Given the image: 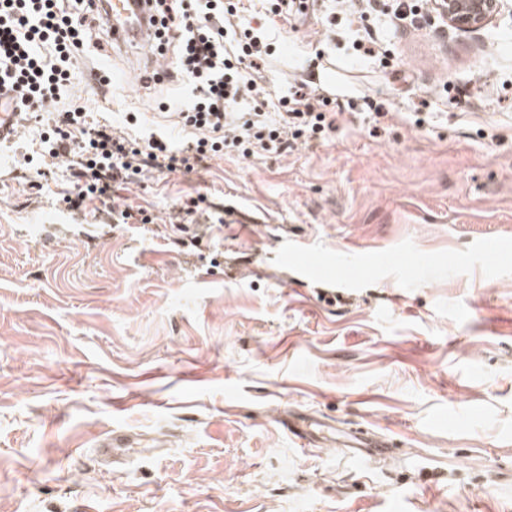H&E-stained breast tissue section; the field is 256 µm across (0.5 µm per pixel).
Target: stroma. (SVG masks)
<instances>
[{"label":"stroma","mask_w":512,"mask_h":512,"mask_svg":"<svg viewBox=\"0 0 512 512\" xmlns=\"http://www.w3.org/2000/svg\"><path fill=\"white\" fill-rule=\"evenodd\" d=\"M345 9L277 20L254 79L381 114L115 188L150 223L67 210L44 120L0 146V512H512V8L478 31ZM152 66L91 36L60 106L178 139L185 85ZM198 195L220 222L171 226ZM291 413L398 458L307 447ZM112 431L143 445L102 461Z\"/></svg>","instance_id":"obj_1"}]
</instances>
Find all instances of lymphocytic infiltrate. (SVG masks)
<instances>
[{"instance_id":"f902f5d3","label":"lymphocytic infiltrate","mask_w":512,"mask_h":512,"mask_svg":"<svg viewBox=\"0 0 512 512\" xmlns=\"http://www.w3.org/2000/svg\"><path fill=\"white\" fill-rule=\"evenodd\" d=\"M175 69L187 81L188 101L168 108L188 133L180 144L138 139L106 123L91 122L82 107L54 113L51 160L65 164L72 188L64 194L68 209L86 200L100 213L124 224L133 214L118 209L114 184L134 183L144 172L192 173L196 163L225 150L278 152L293 141L312 144L332 124L327 96L309 103L303 89L281 97L278 117H271L255 80L245 75L264 53L263 35L236 30L234 0H153ZM106 21L87 0H0V92L5 107L21 112L42 109L69 91L71 68L90 30Z\"/></svg>"}]
</instances>
